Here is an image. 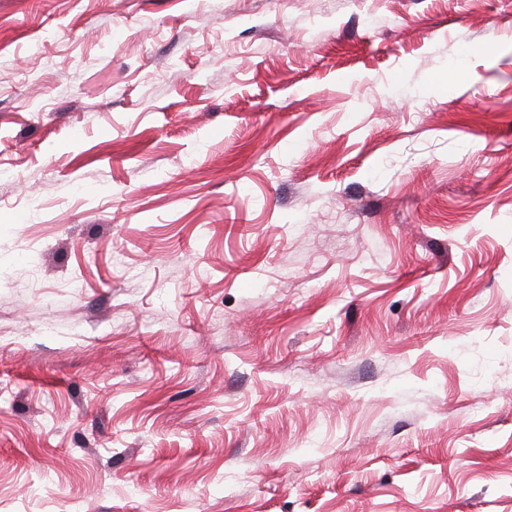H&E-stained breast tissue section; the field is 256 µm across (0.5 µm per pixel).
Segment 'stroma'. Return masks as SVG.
Masks as SVG:
<instances>
[{"label": "stroma", "instance_id": "obj_1", "mask_svg": "<svg viewBox=\"0 0 512 512\" xmlns=\"http://www.w3.org/2000/svg\"><path fill=\"white\" fill-rule=\"evenodd\" d=\"M0 168V512H512V0H0Z\"/></svg>", "mask_w": 512, "mask_h": 512}]
</instances>
